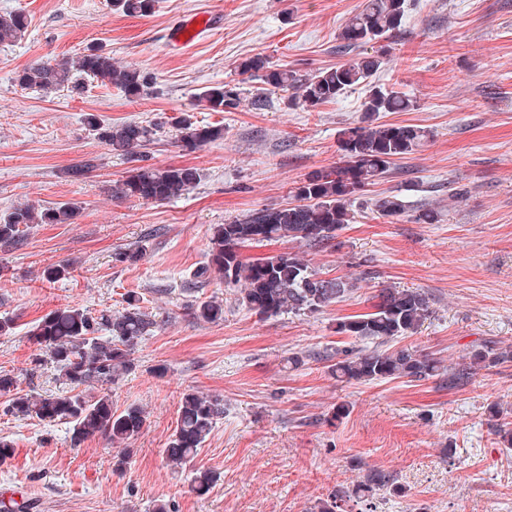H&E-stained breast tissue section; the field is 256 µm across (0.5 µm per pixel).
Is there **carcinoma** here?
<instances>
[{"label": "carcinoma", "instance_id": "obj_1", "mask_svg": "<svg viewBox=\"0 0 512 512\" xmlns=\"http://www.w3.org/2000/svg\"><path fill=\"white\" fill-rule=\"evenodd\" d=\"M157 0H111L113 9L129 16L152 12ZM408 10V0H363L348 17L339 33L342 48H359L356 57L311 74L274 68L261 57L242 60L238 72L249 79H259L275 89L292 91L288 105L308 109L330 103L345 93L364 89L360 121L340 133L342 161L339 165L311 173L294 190L295 202L279 208L254 210L245 216L214 227L210 239L208 263L195 274L208 280L215 274L226 286H238L249 310L262 318L281 314L313 312L330 306L351 288L337 277L323 279L298 255L282 253L254 261L244 260L239 248L247 243L291 239L309 246H325L336 231L351 220L349 203L365 188L384 177L394 162L412 153L428 137L416 125L378 122L386 112H407L414 101L406 94L389 90L373 81L383 58L379 51L362 53L374 41L401 32ZM28 28L27 15L21 11L0 15V45L12 44ZM118 89L128 98H140L148 89L146 76L134 67L112 62V54L98 47H88L77 59L63 58L51 64L34 62L15 73L21 87H35L45 93L60 89L82 90L75 73ZM214 112L238 108V87L215 86L202 95ZM86 126L99 140L117 154L133 162L142 161L140 148L150 141L151 130L139 122L108 123L99 115L88 113ZM180 142L196 149L224 137V128L200 125L189 117L177 121ZM201 181L197 168L136 166L121 180L116 193L145 203L162 204L183 195ZM374 207L383 216L404 213V202L395 195L375 199ZM79 215L74 203H59L40 211L19 205L0 217V242L19 240L23 229L33 224H72ZM126 306L118 312L105 310L93 316L86 310L68 305L46 313L31 329L33 340L44 349L70 391L47 396H28L16 392L15 380L0 373V396H8L4 411L17 417H36L42 421L71 425V442L78 446L87 438L101 435L122 446L114 457V467L123 470L133 456L126 447L147 422L145 411L130 406L122 412L112 408L106 394L88 397L80 387L109 385L135 370L131 358L138 343L150 335L156 325L140 306V296L127 293ZM429 313V298L418 290L383 288L371 311L337 323L336 332L380 344L414 333ZM195 319L216 322L224 317V305L216 300L201 301L193 307ZM512 359V351L485 349L470 357V365L493 367ZM441 362L403 347L391 352L346 350L336 357L331 372L338 381L370 382L407 377L421 380L443 374ZM224 413V403L216 395L189 390L181 398L177 426L163 455L173 466L191 462L210 435L216 419ZM194 490L204 495L217 482L212 471H196L191 478ZM390 485V477L374 472L358 487L364 494Z\"/></svg>", "mask_w": 512, "mask_h": 512}]
</instances>
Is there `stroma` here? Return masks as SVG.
<instances>
[{
	"mask_svg": "<svg viewBox=\"0 0 512 512\" xmlns=\"http://www.w3.org/2000/svg\"><path fill=\"white\" fill-rule=\"evenodd\" d=\"M361 3L158 0L152 15L137 17L114 11L111 0H0V14L21 11L29 21L22 40L0 45V214L20 203L80 208L75 223L36 224L19 244H0V317L15 320L0 336V371L23 393L62 391L30 338L55 308L118 311L136 291L156 322L132 351L133 372L84 389L110 395L114 410L147 412L127 469L114 471L108 440L73 446L68 425L4 413L0 396V437L14 446L0 465V493L23 497L32 512H151L157 500L171 512H314L380 470L393 488L348 501L345 512H512V449L498 435L512 428V360L471 370L459 386L447 375L346 383L330 372L337 352L365 346L337 333V322L369 311L387 286L420 290L430 302L427 319L395 346L438 359L449 373L468 368L473 350L512 345V0H409L403 30L379 44L375 80L416 103L382 122L424 127L427 142L358 195L330 245L283 240L241 250L248 259L299 254L321 276L351 282L343 298L262 319L236 290L194 277L209 260L215 225L292 202L309 173L338 163L340 130L361 118L362 91L315 110L292 107L287 93L242 81L239 62L259 56L307 74L345 61L338 34ZM188 13L210 15L212 26L173 49L167 32ZM90 45L142 70L146 95L133 102L90 80L79 94H47L13 81L32 62ZM227 83L241 89L237 110L200 102ZM260 93L270 102L263 110L253 105ZM88 113L152 126L146 164L196 167L199 184L161 205L116 196L132 164L88 130ZM186 115L223 125V139L182 147L175 120ZM87 160L92 169L68 176ZM388 194L402 199V215L376 211L375 199ZM422 209L435 210L437 222L416 223ZM135 248L137 261L121 260ZM69 260L70 274L44 280L45 269ZM209 298L223 303V320L194 319L193 305ZM190 389L223 398L224 413L179 471L162 450ZM341 405L346 414L333 419ZM195 469L218 476L206 494L191 487Z\"/></svg>",
	"mask_w": 512,
	"mask_h": 512,
	"instance_id": "obj_1",
	"label": "stroma"
}]
</instances>
